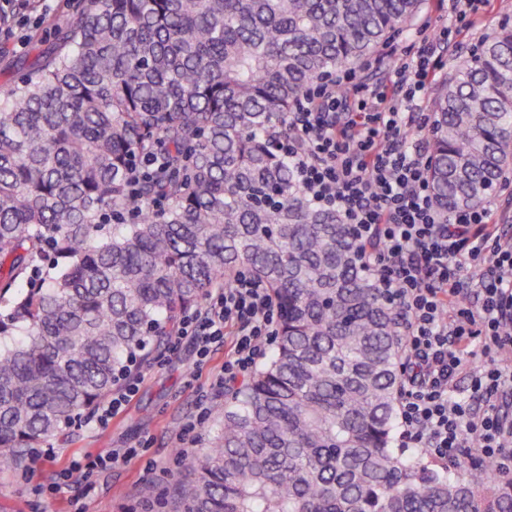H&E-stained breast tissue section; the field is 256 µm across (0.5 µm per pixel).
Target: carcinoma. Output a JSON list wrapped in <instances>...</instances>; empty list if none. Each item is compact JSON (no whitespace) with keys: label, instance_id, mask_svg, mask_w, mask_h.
Returning <instances> with one entry per match:
<instances>
[{"label":"carcinoma","instance_id":"1","mask_svg":"<svg viewBox=\"0 0 512 512\" xmlns=\"http://www.w3.org/2000/svg\"><path fill=\"white\" fill-rule=\"evenodd\" d=\"M422 2L75 0L56 20L0 104V467L245 269L279 305L276 346L184 459L175 512H512V484L395 446L400 309L288 161L301 93ZM426 137L442 222L507 188L512 25L448 65Z\"/></svg>","mask_w":512,"mask_h":512}]
</instances>
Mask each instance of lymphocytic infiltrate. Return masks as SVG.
I'll use <instances>...</instances> for the list:
<instances>
[{
  "instance_id": "lymphocytic-infiltrate-1",
  "label": "lymphocytic infiltrate",
  "mask_w": 512,
  "mask_h": 512,
  "mask_svg": "<svg viewBox=\"0 0 512 512\" xmlns=\"http://www.w3.org/2000/svg\"><path fill=\"white\" fill-rule=\"evenodd\" d=\"M486 2L448 0L447 22L421 25L384 84L346 69L309 87L289 114L288 157L311 199L374 245L366 264L403 313L404 443L451 467L490 464L504 474L512 471V416L502 409L512 394V246L484 207L440 223L429 154L412 135L426 123L421 103L440 69L439 47L465 38ZM279 315L267 288L240 271L184 314L178 337L203 359L228 345L213 383L220 393L273 343ZM476 350L491 364L470 366ZM464 372L470 394L461 397L456 379Z\"/></svg>"
}]
</instances>
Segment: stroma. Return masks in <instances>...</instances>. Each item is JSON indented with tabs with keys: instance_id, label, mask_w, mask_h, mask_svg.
Here are the masks:
<instances>
[{
	"instance_id": "1",
	"label": "stroma",
	"mask_w": 512,
	"mask_h": 512,
	"mask_svg": "<svg viewBox=\"0 0 512 512\" xmlns=\"http://www.w3.org/2000/svg\"><path fill=\"white\" fill-rule=\"evenodd\" d=\"M69 3L34 0L33 12L15 26L12 39L0 43V96L33 68L40 49L55 40L53 23ZM505 20L512 22V0H491L454 49V57H467L480 48ZM223 364V350L199 363L186 343L154 355L138 370L137 393L107 426L90 430L70 425L46 442L56 449L55 459L37 458L28 450L21 463L0 468V512H74L79 501L88 503L90 512H170L169 475L179 465L177 438L185 423L196 421L187 448L192 456L205 447L224 417V400L212 389ZM123 446L135 447L136 456L100 470L94 485L77 473L60 476L72 459Z\"/></svg>"
}]
</instances>
